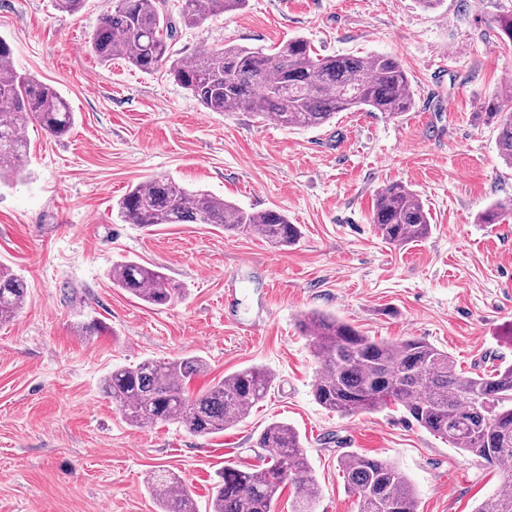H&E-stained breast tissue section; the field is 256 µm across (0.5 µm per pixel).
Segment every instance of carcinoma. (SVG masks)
<instances>
[{"instance_id": "cac0c4a2", "label": "carcinoma", "mask_w": 512, "mask_h": 512, "mask_svg": "<svg viewBox=\"0 0 512 512\" xmlns=\"http://www.w3.org/2000/svg\"><path fill=\"white\" fill-rule=\"evenodd\" d=\"M246 3L181 0L174 14L169 0H107L87 47L103 63L120 55L142 73L165 69L209 112L243 110L283 127L322 126L353 108L390 117L412 110L409 77L398 59L388 54L323 55L302 37L272 53L226 44L202 48L189 59L174 54L179 26H197L212 16L241 10ZM491 28L512 43V13L494 17ZM12 56L10 44L0 38V180L24 170L28 143L22 130L28 120L38 121L53 138L65 136L74 124V113L63 96L20 75ZM485 114L489 120L499 118L498 149L512 165V113H503L502 97L496 95L485 102ZM117 207L125 223L148 231L157 224H221L237 235L258 233L280 247L299 237L297 225L280 211L248 212L167 178L136 184ZM506 215L503 205L492 204L480 213L479 223L499 224ZM372 223L395 247L431 231L428 209L413 190L399 183L378 192ZM111 277L115 286L150 305H168L181 295L159 268L135 260L114 266ZM27 297L24 279L0 264V323L13 319ZM300 328L313 339L320 359L313 395L321 407L341 414L378 411L391 404L402 407L420 427L506 474L507 488L475 512H512V363L462 373L447 352L421 338L377 340L316 311L304 316ZM207 370V361L197 354L167 361L145 359L113 368L104 377L102 390L134 426L173 422L192 435L205 436L245 419L266 398L273 382L269 371L250 366L187 395L186 385ZM256 447L263 452L259 459L265 466H224L212 488L208 512H274L289 484L296 489L292 512H314L319 488L295 430L274 420L263 429ZM340 465L357 498L358 512H416L414 490L394 464L347 454ZM148 489L159 512H197L172 473H155Z\"/></svg>"}]
</instances>
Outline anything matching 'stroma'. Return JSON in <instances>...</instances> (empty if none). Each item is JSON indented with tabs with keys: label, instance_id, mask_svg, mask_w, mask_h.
Masks as SVG:
<instances>
[{
	"label": "stroma",
	"instance_id": "35a3bbf8",
	"mask_svg": "<svg viewBox=\"0 0 512 512\" xmlns=\"http://www.w3.org/2000/svg\"><path fill=\"white\" fill-rule=\"evenodd\" d=\"M105 0L75 14L53 0H0V37L14 67L54 87L76 114L63 139L36 122L23 179L0 183V264L30 294L0 324V512H157L148 479L178 475L206 512L217 472L251 463L270 421L297 432L320 487L315 512H357L340 458L393 463L417 512H474L502 472L451 447L391 405L343 415L312 394L321 365L299 321L316 310L385 340L425 339L457 369L512 362V167L500 158L483 102L504 89L512 48L489 20L512 0H249L247 8L178 30L174 49L240 44L272 50L301 36L321 54L395 56L415 106L396 118L342 112L316 128L210 112L165 71L100 62L86 42ZM160 177L249 211L277 209L300 228L281 249L213 224L124 223L117 200ZM412 189L430 234L401 248L371 222L378 191ZM162 266L181 300L149 305L112 283L113 265ZM236 288L233 305L224 291ZM272 316L263 319V308ZM100 324L85 336L80 325ZM203 356L205 390L250 366L271 372L268 396L224 432L127 423L100 381L119 365Z\"/></svg>",
	"mask_w": 512,
	"mask_h": 512
}]
</instances>
